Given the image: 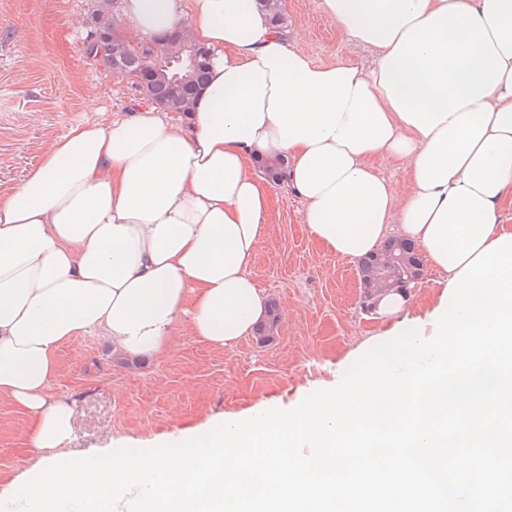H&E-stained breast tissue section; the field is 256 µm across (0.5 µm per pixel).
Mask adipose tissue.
<instances>
[{
	"label": "adipose tissue",
	"instance_id": "obj_1",
	"mask_svg": "<svg viewBox=\"0 0 512 512\" xmlns=\"http://www.w3.org/2000/svg\"><path fill=\"white\" fill-rule=\"evenodd\" d=\"M318 6L370 63H315L257 0H123L128 40L185 26L210 49L194 111L72 124L0 197V398L38 457L73 433L52 391L66 342L159 360L179 331L224 348L265 319L250 267L278 190L323 248L356 261L409 239L442 287L512 234V0ZM261 158L285 160L281 183ZM379 162L405 171L404 197Z\"/></svg>",
	"mask_w": 512,
	"mask_h": 512
}]
</instances>
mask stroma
Here are the masks:
<instances>
[{"instance_id":"35a3bbf8","label":"stroma","mask_w":512,"mask_h":512,"mask_svg":"<svg viewBox=\"0 0 512 512\" xmlns=\"http://www.w3.org/2000/svg\"><path fill=\"white\" fill-rule=\"evenodd\" d=\"M91 0H0V196L7 194L73 122L141 106L125 80L84 53ZM289 26L305 30L303 50L319 64L362 53L339 35L318 0H282ZM298 197L279 192L271 236L251 275L282 320L276 339L241 338L214 348L179 335L164 360L117 362L111 344L79 337L58 353L54 390L74 404L68 445L75 457L118 448H150L159 436L198 425L210 415L234 416L265 403L282 409L339 383L378 340L392 318L365 312L357 265L321 248L300 222ZM28 420L0 399V490L34 478Z\"/></svg>"}]
</instances>
